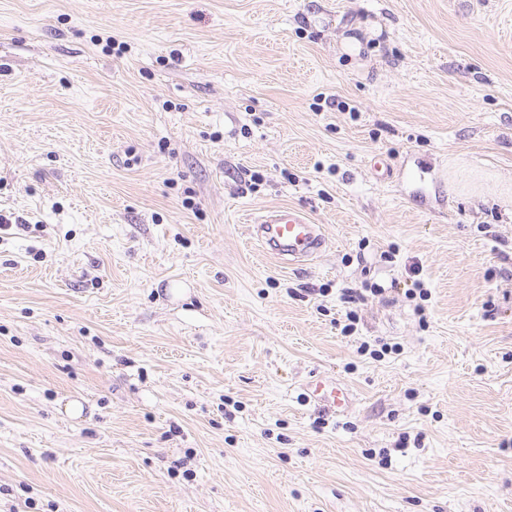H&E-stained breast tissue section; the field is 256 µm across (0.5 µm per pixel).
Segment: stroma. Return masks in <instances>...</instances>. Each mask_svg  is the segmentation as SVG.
Here are the masks:
<instances>
[{"mask_svg": "<svg viewBox=\"0 0 512 512\" xmlns=\"http://www.w3.org/2000/svg\"><path fill=\"white\" fill-rule=\"evenodd\" d=\"M0 215V512H512V0H0ZM253 236L265 252L289 266L312 260L326 246L320 225L290 206L264 211L254 221ZM309 396L328 411L343 412L351 404V396L336 379H310L306 384Z\"/></svg>", "mask_w": 512, "mask_h": 512, "instance_id": "35a3bbf8", "label": "stroma"}]
</instances>
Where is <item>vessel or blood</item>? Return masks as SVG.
Masks as SVG:
<instances>
[{"label":"vessel or blood","instance_id":"b4317fda","mask_svg":"<svg viewBox=\"0 0 512 512\" xmlns=\"http://www.w3.org/2000/svg\"><path fill=\"white\" fill-rule=\"evenodd\" d=\"M253 236L265 252L289 266L312 260L326 246L320 225L290 206L264 211L254 222ZM306 388L310 397L327 410L342 412L351 404L348 390L336 380L314 378Z\"/></svg>","mask_w":512,"mask_h":512}]
</instances>
